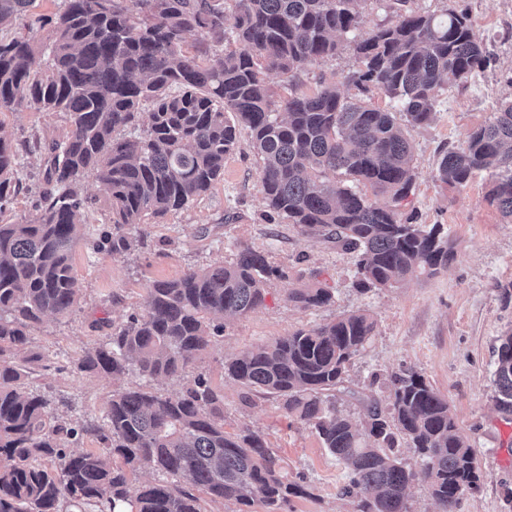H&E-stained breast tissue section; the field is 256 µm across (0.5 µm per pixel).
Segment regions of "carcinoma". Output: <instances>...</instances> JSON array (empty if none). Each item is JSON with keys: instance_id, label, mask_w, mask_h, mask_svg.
Instances as JSON below:
<instances>
[{"instance_id": "obj_1", "label": "carcinoma", "mask_w": 512, "mask_h": 512, "mask_svg": "<svg viewBox=\"0 0 512 512\" xmlns=\"http://www.w3.org/2000/svg\"><path fill=\"white\" fill-rule=\"evenodd\" d=\"M36 0H0V112L25 104L61 112L68 129L47 147L44 184L31 219L0 218V512H201V498L172 481L186 478L217 501L246 512H274L303 486L285 481L260 434L224 431V397L199 373L178 393L142 387L112 395L104 415L74 425L59 413L63 395L26 390L44 356L31 329L47 315L66 316L80 293L71 257L86 206L81 187L93 178L108 190L112 254L137 246L133 231L201 199L224 177V157L248 146L261 156L260 182L270 213L359 252L356 285L394 288L439 274L454 252L440 224H416L398 210L416 174L402 122L431 123L445 85L466 82L486 63L466 14L408 12L361 32L362 0H64L46 42L3 34L32 15ZM354 34L361 68L345 81L390 100L381 111L347 100L334 85L274 100L264 73L296 75L336 53ZM237 48L216 65L210 52ZM48 58V66L40 59ZM147 105L150 111H142ZM145 123L144 132L119 131ZM490 173L486 198L512 220V101L503 102L466 143L443 154L434 178L454 189ZM384 202L370 201L358 185ZM19 185L18 155L0 133V215ZM277 273L265 255L238 248L229 263L190 269L147 289L145 308L86 347L81 371L119 378L134 369L146 380L177 377L212 348L224 322L264 301ZM304 309L332 301L326 288H297ZM367 311L224 356V372L251 392L278 397L288 414L311 425L349 471L348 494L360 512H407L416 474L394 453L398 437L421 458V477L440 512L477 487L474 455L448 401L421 375L392 382L387 409L363 402V425L336 410L346 369L373 336ZM493 372L496 406L512 414V331L498 337ZM85 437L99 449L69 451ZM142 468L159 479L138 484Z\"/></svg>"}]
</instances>
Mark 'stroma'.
<instances>
[{"instance_id":"1","label":"stroma","mask_w":512,"mask_h":512,"mask_svg":"<svg viewBox=\"0 0 512 512\" xmlns=\"http://www.w3.org/2000/svg\"><path fill=\"white\" fill-rule=\"evenodd\" d=\"M449 8L468 14L490 62L473 79L447 84L432 123L407 127L416 179L400 205L416 223L447 230L455 256L446 270L397 288L360 290L356 253L269 216L259 180L262 161L246 146L226 156L223 178L205 197L161 223L140 225L141 244L125 255L102 247L112 230L109 195L90 178L83 185L88 198L83 235L72 255L80 303L71 315L46 317L33 329V344L45 365L30 375L31 389L68 394L75 406L73 421L100 416L113 391L138 386L140 380L133 374L112 380L79 371L76 361L83 349L103 341L113 324L142 312L153 282L230 260L235 245H246L264 253L279 273L268 281L263 305L227 320L223 336L195 370L223 393L225 430L263 434L279 458L281 474L305 486L306 495L289 497L279 512L359 510L356 498L341 493L345 467L323 448L314 429L288 417L281 400L250 393L225 375L223 356L354 311L373 314L376 328L347 369L349 392L337 396L338 409L358 415L364 400L387 401L392 374L403 369L421 374L447 399L475 451L478 486L463 492L455 512H512V415L497 410L492 384L497 338L512 329V220L486 201L487 173L476 174L460 190L434 180L442 153L463 145L498 102L512 97V0H365L363 28L389 25L408 10L439 15ZM354 63L347 35L340 37L336 54L307 67L299 83L277 72L267 73L266 80L275 98L284 100L313 93L323 81L343 84ZM0 124L21 161L20 189L5 218L28 219L45 172L43 154L29 152L28 145L62 136L66 118L22 105L1 113ZM314 281L332 293L330 305L304 309L289 301V291Z\"/></svg>"}]
</instances>
